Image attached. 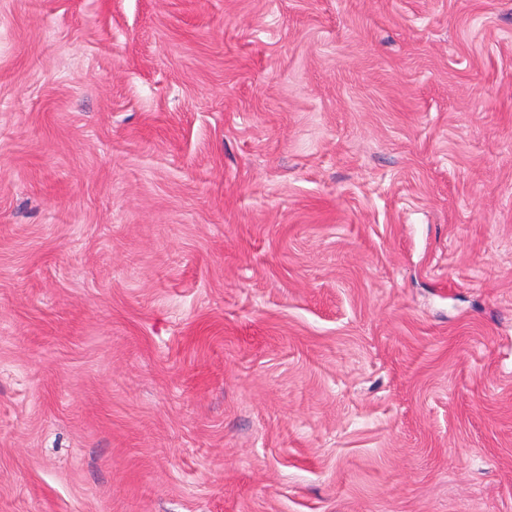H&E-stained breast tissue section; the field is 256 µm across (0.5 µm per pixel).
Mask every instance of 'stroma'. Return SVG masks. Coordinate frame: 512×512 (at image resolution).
<instances>
[{
  "label": "stroma",
  "instance_id": "1",
  "mask_svg": "<svg viewBox=\"0 0 512 512\" xmlns=\"http://www.w3.org/2000/svg\"><path fill=\"white\" fill-rule=\"evenodd\" d=\"M0 512H512V0H0Z\"/></svg>",
  "mask_w": 512,
  "mask_h": 512
}]
</instances>
